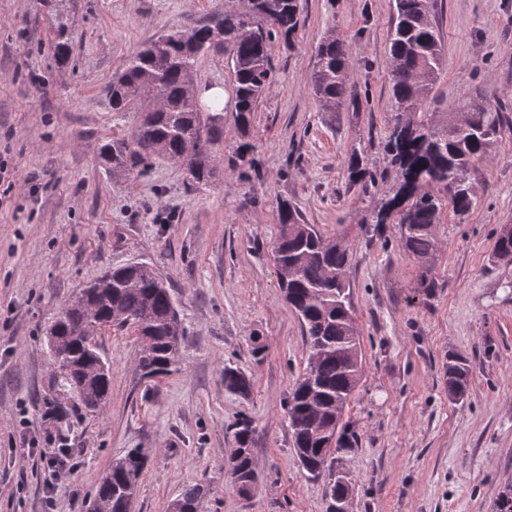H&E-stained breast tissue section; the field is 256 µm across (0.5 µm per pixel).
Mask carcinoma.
Returning <instances> with one entry per match:
<instances>
[{
  "instance_id": "carcinoma-1",
  "label": "carcinoma",
  "mask_w": 512,
  "mask_h": 512,
  "mask_svg": "<svg viewBox=\"0 0 512 512\" xmlns=\"http://www.w3.org/2000/svg\"><path fill=\"white\" fill-rule=\"evenodd\" d=\"M389 29V74L392 115L385 150L393 172L392 184L371 215L374 229L400 227V245L426 277L438 250L436 224L446 208L467 214L476 198L471 173L493 146L508 106L475 91L456 104L448 118L438 120L425 109L442 66V45L431 21L434 0H394ZM300 0H247L241 9L224 11L218 26L224 43L216 44L208 24L176 29L148 42L112 77L108 95L112 109L126 112L138 105L129 138L101 147L112 178L140 174L152 161L163 159L184 167L196 184L215 176L214 144L222 134L224 113L205 112L192 94L187 73L200 56L212 51L227 55L232 67L235 123L247 135L255 112L272 79L276 41L294 42L300 23ZM71 48L68 24L56 26L55 59L67 61ZM351 47L341 39L321 43L316 52L312 91L324 112L357 107L349 94ZM348 182L375 183L377 172L363 150H351ZM279 287L297 315L305 336L306 367L288 392L286 418L292 447L300 466L314 479L330 470L336 455L357 444L342 425L345 405L361 376L360 339L356 331L348 279L350 248L325 237L305 222L288 202L279 205V233L273 246ZM495 255L512 262V229H502ZM132 326L140 338L137 370L143 378L164 376L180 360L186 329L170 289L157 268L134 262L105 273L82 288L51 318L47 341L56 357L67 362L53 368L60 385L89 413L102 411L112 381L100 372L102 359L96 337L105 326ZM471 367L462 355L448 356V396L464 397ZM224 389L246 397L250 377L237 367L224 366ZM45 415L63 421L69 408L55 397L44 401ZM235 448L229 473L239 494L251 492L259 481L253 453V429L245 420L234 424ZM148 455L132 448L112 462L93 497V512H131ZM352 481L329 484V512L353 495ZM204 488L189 486L171 503L170 512H204Z\"/></svg>"
}]
</instances>
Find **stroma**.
Returning a JSON list of instances; mask_svg holds the SVG:
<instances>
[{
	"label": "stroma",
	"mask_w": 512,
	"mask_h": 512,
	"mask_svg": "<svg viewBox=\"0 0 512 512\" xmlns=\"http://www.w3.org/2000/svg\"><path fill=\"white\" fill-rule=\"evenodd\" d=\"M241 0H69L72 51L57 62L56 0H0V512H89L114 459L144 448L134 512H169L202 485L205 512H327L326 478L297 463L285 405L306 366L302 327L278 287L272 248L278 205L352 251L351 299L362 377L343 421L358 445L341 460L354 480L349 512H494L512 487V263L495 241L512 224V123L475 175L477 204L445 210L429 278L404 253L399 227L367 222L387 189L350 185L346 161L364 147L387 166L392 0H301L293 45L276 42L273 80L248 138L232 110L213 181L195 184L165 160L113 181L100 147L130 136L137 116L116 112L113 74L171 28L211 24ZM443 67L427 111L446 116L480 88L512 104V0H435ZM352 48L357 109L321 111L310 78L321 41ZM131 262L155 265L186 328L180 361L151 381L135 368L133 328L97 337L112 389L105 410L67 425L45 416L48 319L86 282ZM261 337L262 357L252 354ZM468 358L464 399H449V355ZM251 378L247 397L224 388L225 365ZM254 429L259 485L242 496L227 474L239 419ZM80 449L69 480L38 453Z\"/></svg>",
	"instance_id": "1"
}]
</instances>
